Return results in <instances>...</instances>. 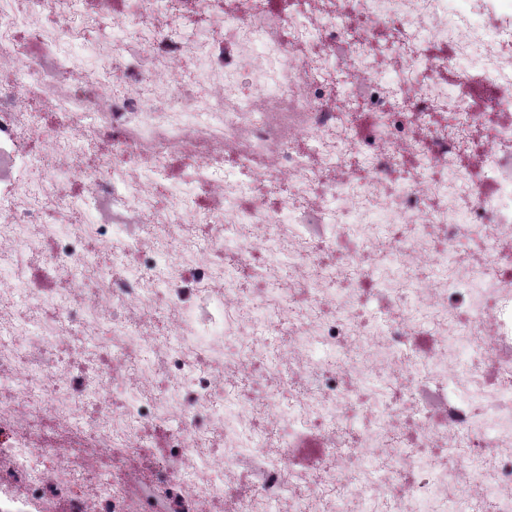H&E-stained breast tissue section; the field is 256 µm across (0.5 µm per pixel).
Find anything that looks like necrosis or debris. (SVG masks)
<instances>
[{"instance_id":"1","label":"necrosis or debris","mask_w":512,"mask_h":512,"mask_svg":"<svg viewBox=\"0 0 512 512\" xmlns=\"http://www.w3.org/2000/svg\"><path fill=\"white\" fill-rule=\"evenodd\" d=\"M456 2L97 0L125 42L50 80L42 10L0 0V468L27 501L141 512L145 468L169 512H512V23ZM211 12L201 50L169 24ZM103 201L142 223L72 222Z\"/></svg>"}]
</instances>
